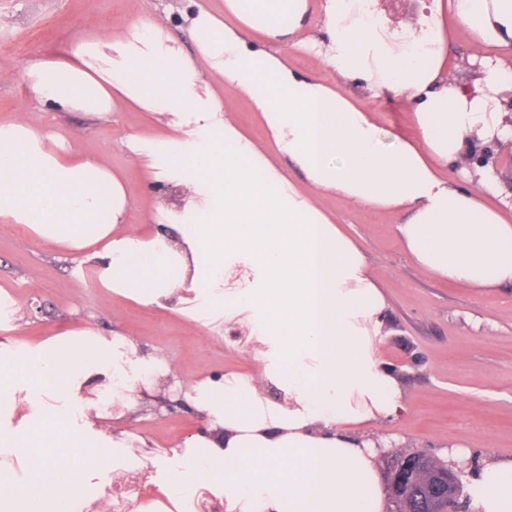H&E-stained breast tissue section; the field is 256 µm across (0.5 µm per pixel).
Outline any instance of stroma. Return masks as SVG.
Here are the masks:
<instances>
[{
    "mask_svg": "<svg viewBox=\"0 0 512 512\" xmlns=\"http://www.w3.org/2000/svg\"><path fill=\"white\" fill-rule=\"evenodd\" d=\"M213 12L224 0H0V126L27 118L60 134L71 149L103 156L121 173L137 205L129 215L140 227L146 211L169 204L173 193L149 187L143 169L126 154L127 134L157 131L142 112H55L42 104L22 77L27 61L53 58L88 31L109 33L148 18L182 49L195 54L186 18L195 6ZM322 208L362 246L389 302L392 334L381 357L399 372L408 411L367 428L372 439L400 452H424L470 468L486 455L512 457V289L473 291L424 274L408 257L394 226L396 216L354 206L335 196ZM0 288L20 305L15 320L0 325V337L37 345L55 336L89 329L132 338L140 354L165 360L166 375L151 395L182 398L183 384L228 373L255 374L259 351L240 328L225 329L224 303L198 306L195 316L142 305L102 287L93 264L34 240L21 225L0 224ZM201 418L193 408L142 414L114 424L145 440L111 458L82 490L80 512H98L94 494L122 473L148 468L141 495L126 507L162 502L167 512H224L223 498L185 495L179 502L161 491L173 466L172 448L195 436Z\"/></svg>",
    "mask_w": 512,
    "mask_h": 512,
    "instance_id": "1",
    "label": "stroma"
}]
</instances>
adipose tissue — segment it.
I'll return each instance as SVG.
<instances>
[{"instance_id":"obj_1","label":"adipose tissue","mask_w":512,"mask_h":512,"mask_svg":"<svg viewBox=\"0 0 512 512\" xmlns=\"http://www.w3.org/2000/svg\"><path fill=\"white\" fill-rule=\"evenodd\" d=\"M373 0H321L319 34L302 36L310 0H224L198 9L189 56L159 24L74 41L63 56L28 61L33 94L59 112L110 114L123 105L166 118V134L127 135L155 183L185 188L150 224L177 235L120 232L133 201L106 160L58 147L21 120L0 127V222L96 263L100 284L143 305H182L224 291V322L264 344L257 376L188 384L215 423L179 457L166 494L222 481L225 512H385L379 452L363 428L404 412L399 376L380 351L389 302L359 245L272 156L311 187L401 216L396 231L422 270L476 291L512 287V200L490 204L494 171L460 187L456 165L475 145L512 136L501 99L512 91V0H432L419 28L374 24ZM480 60L482 87L459 93L448 66L454 26ZM315 52L335 81L291 69L277 44ZM250 102L268 133L258 147L224 109L221 88ZM401 99L420 137L386 133L372 108ZM165 363L123 336L89 330L25 346L0 341V454L27 451V512L44 499L77 512L80 486L124 446L101 397L143 406ZM274 386L282 401L263 397ZM53 413L59 428L39 420ZM79 445L80 466L60 452ZM53 471L54 482L43 481ZM468 493L476 512H512V459L481 460Z\"/></svg>"}]
</instances>
